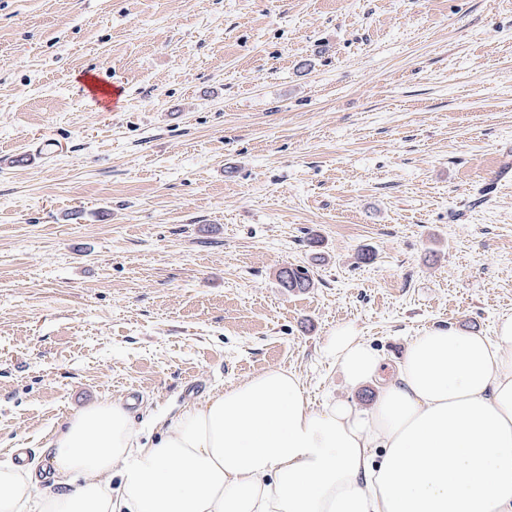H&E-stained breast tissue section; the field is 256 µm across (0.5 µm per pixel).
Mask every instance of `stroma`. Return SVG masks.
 Returning <instances> with one entry per match:
<instances>
[{"mask_svg":"<svg viewBox=\"0 0 512 512\" xmlns=\"http://www.w3.org/2000/svg\"><path fill=\"white\" fill-rule=\"evenodd\" d=\"M507 315L512 0H0V461L272 366L366 405L336 326ZM279 281L283 288L288 291H305L312 283L307 272L301 269L284 268L279 272Z\"/></svg>","mask_w":512,"mask_h":512,"instance_id":"stroma-1","label":"stroma"}]
</instances>
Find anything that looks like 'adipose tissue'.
I'll return each mask as SVG.
<instances>
[{"label": "adipose tissue", "instance_id": "obj_1", "mask_svg": "<svg viewBox=\"0 0 512 512\" xmlns=\"http://www.w3.org/2000/svg\"><path fill=\"white\" fill-rule=\"evenodd\" d=\"M322 356L370 407L310 408L299 376L272 367L142 437L109 399L46 442L51 473L0 462V512H512V316L493 335L433 326L383 381L381 353L352 326Z\"/></svg>", "mask_w": 512, "mask_h": 512}]
</instances>
